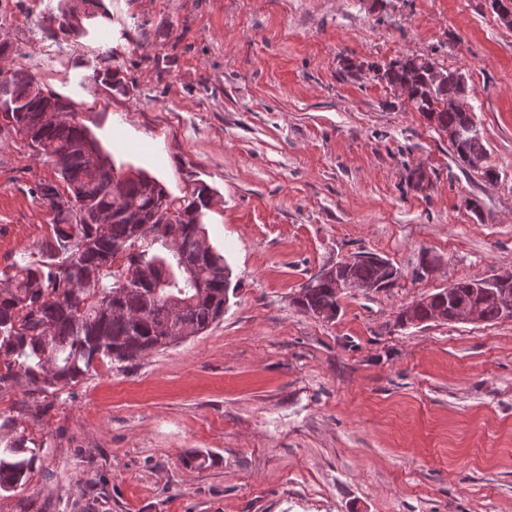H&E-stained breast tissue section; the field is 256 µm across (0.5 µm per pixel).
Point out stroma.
Returning <instances> with one entry per match:
<instances>
[{"label": "stroma", "instance_id": "1", "mask_svg": "<svg viewBox=\"0 0 512 512\" xmlns=\"http://www.w3.org/2000/svg\"><path fill=\"white\" fill-rule=\"evenodd\" d=\"M57 7L0 0V69L66 97L124 170L175 197L207 182L236 292L203 334L95 363L40 419L0 391V441H49L0 512H512V318L397 322L512 274V28L488 0H109L100 37L48 32ZM406 56L464 75L497 180L374 79ZM104 65L125 90L92 81ZM48 183L0 121V272L38 257ZM363 252L395 288L341 292L329 322L295 305Z\"/></svg>", "mask_w": 512, "mask_h": 512}]
</instances>
